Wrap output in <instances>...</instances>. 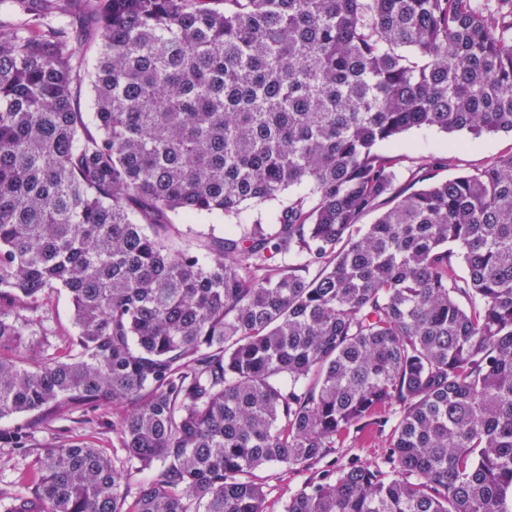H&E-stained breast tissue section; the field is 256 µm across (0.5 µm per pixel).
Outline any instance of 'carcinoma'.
<instances>
[{"label":"carcinoma","mask_w":512,"mask_h":512,"mask_svg":"<svg viewBox=\"0 0 512 512\" xmlns=\"http://www.w3.org/2000/svg\"><path fill=\"white\" fill-rule=\"evenodd\" d=\"M0 14V421L28 416L0 443L34 454L5 512H267L266 469L388 427L383 465L316 471L282 512H512V154L403 195L376 150L512 134V0ZM269 201L231 237L172 220ZM102 404L112 457L31 447ZM45 308L49 309V320L46 331L50 347L48 353H53L59 343L58 336L74 334L73 311L65 291L55 292L47 301Z\"/></svg>","instance_id":"cac0c4a2"}]
</instances>
